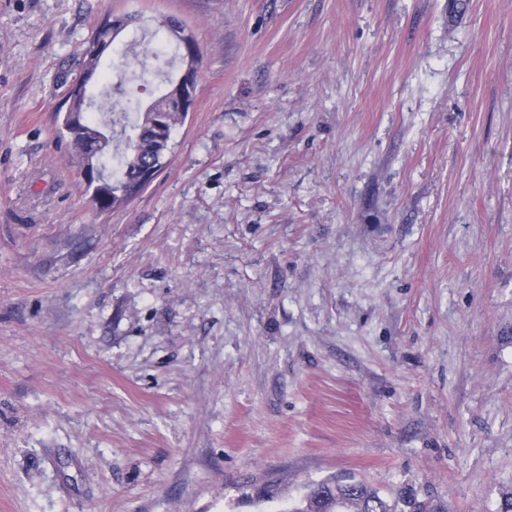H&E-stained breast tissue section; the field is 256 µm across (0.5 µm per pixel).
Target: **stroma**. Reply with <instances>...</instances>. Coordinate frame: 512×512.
Returning <instances> with one entry per match:
<instances>
[{
	"mask_svg": "<svg viewBox=\"0 0 512 512\" xmlns=\"http://www.w3.org/2000/svg\"><path fill=\"white\" fill-rule=\"evenodd\" d=\"M126 13V102L169 16L197 94L102 213L54 115ZM344 473L512 490V0H0V512H287Z\"/></svg>",
	"mask_w": 512,
	"mask_h": 512,
	"instance_id": "stroma-1",
	"label": "stroma"
}]
</instances>
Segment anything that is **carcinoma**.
<instances>
[{
    "label": "carcinoma",
    "instance_id": "cac0c4a2",
    "mask_svg": "<svg viewBox=\"0 0 512 512\" xmlns=\"http://www.w3.org/2000/svg\"><path fill=\"white\" fill-rule=\"evenodd\" d=\"M136 21L134 15L108 18L95 30L82 52L81 70L72 80L57 112V133L65 140L68 160L77 168L90 200L100 212L118 209L136 197L149 181L148 169L161 170L168 153L164 134L144 112L127 124L128 113L114 111L123 84L112 83L104 62L116 37ZM291 512H444L412 488L388 500L353 476L333 477L309 486L302 506Z\"/></svg>",
    "mask_w": 512,
    "mask_h": 512
}]
</instances>
